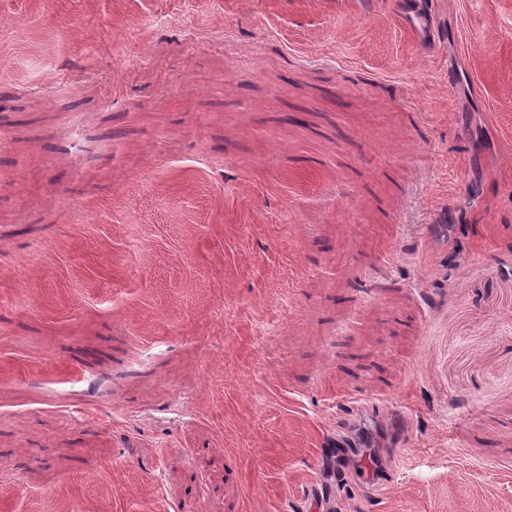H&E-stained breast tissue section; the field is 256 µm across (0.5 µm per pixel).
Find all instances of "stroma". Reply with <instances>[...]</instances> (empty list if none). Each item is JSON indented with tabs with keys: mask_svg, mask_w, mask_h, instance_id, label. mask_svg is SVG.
<instances>
[{
	"mask_svg": "<svg viewBox=\"0 0 512 512\" xmlns=\"http://www.w3.org/2000/svg\"><path fill=\"white\" fill-rule=\"evenodd\" d=\"M426 3L0 0V512H512V0ZM424 0H400V13L404 24L414 33L421 46L434 41L435 29L424 8Z\"/></svg>",
	"mask_w": 512,
	"mask_h": 512,
	"instance_id": "1",
	"label": "stroma"
}]
</instances>
